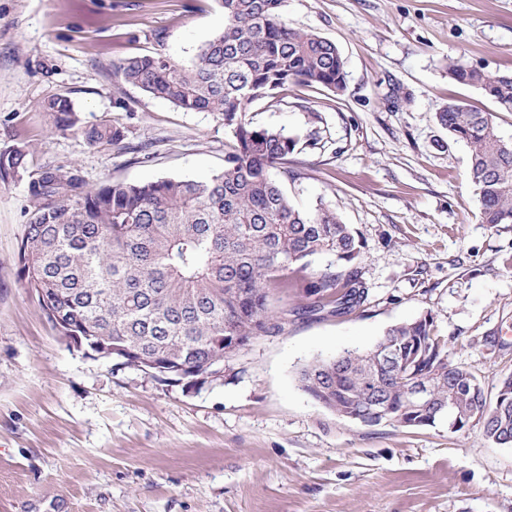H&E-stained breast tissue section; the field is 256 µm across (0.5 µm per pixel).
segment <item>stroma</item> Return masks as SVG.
I'll use <instances>...</instances> for the list:
<instances>
[{"label": "stroma", "instance_id": "stroma-1", "mask_svg": "<svg viewBox=\"0 0 512 512\" xmlns=\"http://www.w3.org/2000/svg\"><path fill=\"white\" fill-rule=\"evenodd\" d=\"M281 16L336 43L346 89L293 84L246 115L316 132L321 147L271 175L356 232L368 300L331 316L275 291L284 332L255 339L223 382L168 385L62 338L17 277L29 179L0 181V512H512V446L476 426H365L296 381L427 313L488 397L512 374V224L481 222L468 149L436 118L452 98L496 111L448 64L511 72L512 0H284ZM223 28L219 0H0V150L25 143L30 172L74 167L92 185L219 174L234 144L221 115L112 69L154 53L191 63ZM53 95L123 140L50 133Z\"/></svg>", "mask_w": 512, "mask_h": 512}]
</instances>
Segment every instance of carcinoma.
I'll use <instances>...</instances> for the list:
<instances>
[{
	"mask_svg": "<svg viewBox=\"0 0 512 512\" xmlns=\"http://www.w3.org/2000/svg\"><path fill=\"white\" fill-rule=\"evenodd\" d=\"M224 30L184 65L163 54L126 58L113 66L130 85L190 112L223 116L235 139L224 169L207 181L161 178L90 185L74 169L46 165L28 185L30 218L17 251L19 281L64 336L103 357L122 348L136 358H157L162 382L193 388L206 381L215 358L231 362L258 336L280 333L288 310L270 307V294L296 289L306 308L340 315L368 298L356 264L360 241L336 212L320 204L298 208L270 171L288 157L319 145L308 134L290 136L257 127L246 106L290 84L346 87V62L336 44L289 27L283 0H220ZM456 82L480 89L502 112H512V74L491 73L458 61ZM51 130L80 133L91 145L118 144L106 124L85 125L71 99L43 104ZM439 124L470 151L469 180L484 224H512V142L499 134L496 115L450 99ZM28 170V148L0 150V180ZM333 258L324 270L288 279L315 258ZM396 360L370 357L375 346L315 359L298 373L301 389L339 417L357 419L382 405L403 426L469 429L473 418L454 419L484 402L481 381L448 362L445 337L431 315L390 326L378 340ZM433 376L431 406H415L410 378ZM500 402L483 421L482 435L512 445V375L499 380Z\"/></svg>",
	"mask_w": 512,
	"mask_h": 512,
	"instance_id": "cac0c4a2",
	"label": "carcinoma"
}]
</instances>
